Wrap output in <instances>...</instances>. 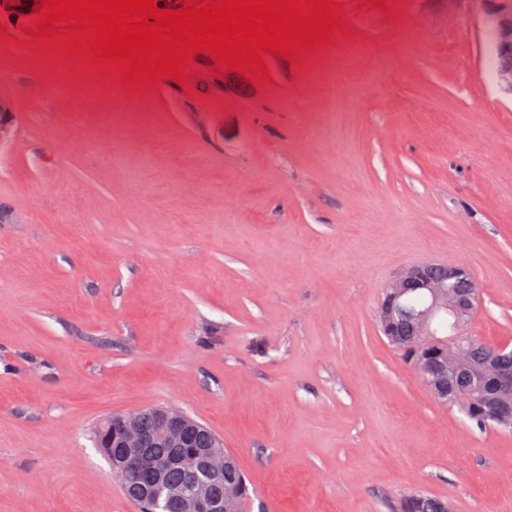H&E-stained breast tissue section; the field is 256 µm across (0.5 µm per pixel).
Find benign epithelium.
<instances>
[{
  "instance_id": "obj_1",
  "label": "benign epithelium",
  "mask_w": 512,
  "mask_h": 512,
  "mask_svg": "<svg viewBox=\"0 0 512 512\" xmlns=\"http://www.w3.org/2000/svg\"><path fill=\"white\" fill-rule=\"evenodd\" d=\"M485 6L490 50L494 61V79L512 93V0H480ZM438 263L412 266L385 289L392 299H399L418 288L426 292L428 305L413 315L420 346L434 349L433 370L439 376L426 387L441 400L465 397L471 406L490 410L504 424L512 422V364L504 363L512 353L502 347L493 358L478 364L470 362L467 331L480 299V284L471 271L448 265V275L437 271ZM137 415L119 414L108 419L110 432L99 447L110 448L112 471L123 478L136 468L146 476L145 495L152 499L162 494L176 504L180 512H226V505L239 498L232 484L223 492H212V482L224 476V443L211 436L203 448L188 457H163L151 451L153 444L180 445L185 431L200 423L177 411L158 408L154 412L153 431L139 428ZM175 465L190 470L194 478L185 484L170 486L167 472Z\"/></svg>"
}]
</instances>
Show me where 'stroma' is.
<instances>
[{"mask_svg":"<svg viewBox=\"0 0 512 512\" xmlns=\"http://www.w3.org/2000/svg\"><path fill=\"white\" fill-rule=\"evenodd\" d=\"M337 2L265 82L196 53L141 92L49 91L31 18L0 16V512H138L92 432L149 406L223 440L252 512H512V431L376 322L403 270L460 263L470 334L512 347V93L479 0ZM400 512H448V504L443 499L416 493L403 499Z\"/></svg>","mask_w":512,"mask_h":512,"instance_id":"obj_1","label":"stroma"}]
</instances>
